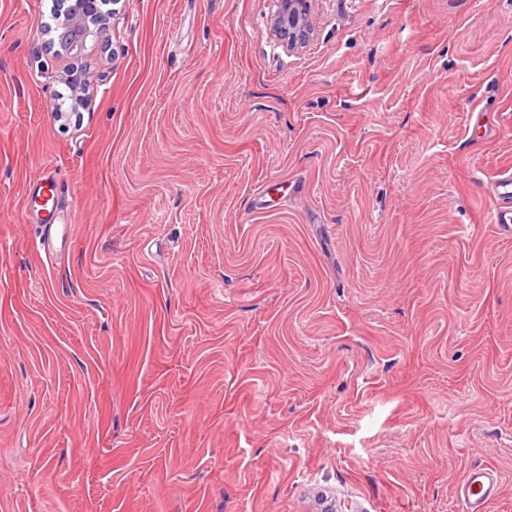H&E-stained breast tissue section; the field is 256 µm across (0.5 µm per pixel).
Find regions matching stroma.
<instances>
[{"label":"stroma","instance_id":"obj_1","mask_svg":"<svg viewBox=\"0 0 512 512\" xmlns=\"http://www.w3.org/2000/svg\"><path fill=\"white\" fill-rule=\"evenodd\" d=\"M46 9L0 0V512H462L476 467L512 512V0H312L295 49L121 0L76 59ZM494 189L495 204L490 211V223L496 224L500 234L510 237L512 236V174H501L494 183Z\"/></svg>","mask_w":512,"mask_h":512}]
</instances>
